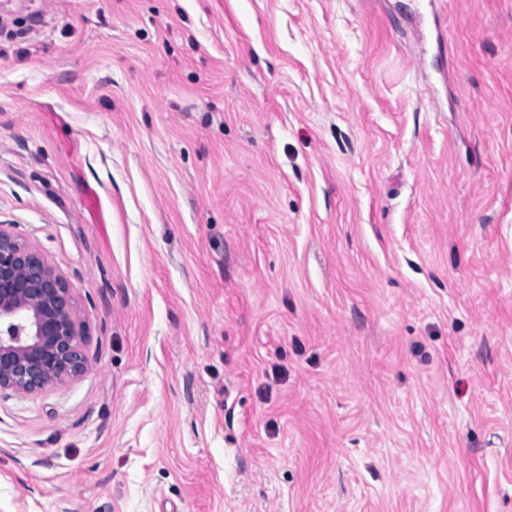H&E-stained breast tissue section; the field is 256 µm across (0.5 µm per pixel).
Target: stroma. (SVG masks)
I'll list each match as a JSON object with an SVG mask.
<instances>
[{"instance_id": "obj_1", "label": "stroma", "mask_w": 512, "mask_h": 512, "mask_svg": "<svg viewBox=\"0 0 512 512\" xmlns=\"http://www.w3.org/2000/svg\"><path fill=\"white\" fill-rule=\"evenodd\" d=\"M0 224V512H512V0H0ZM76 299L47 257L0 225V392L38 393L83 375Z\"/></svg>"}]
</instances>
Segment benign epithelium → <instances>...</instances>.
Here are the masks:
<instances>
[{
  "label": "benign epithelium",
  "mask_w": 512,
  "mask_h": 512,
  "mask_svg": "<svg viewBox=\"0 0 512 512\" xmlns=\"http://www.w3.org/2000/svg\"><path fill=\"white\" fill-rule=\"evenodd\" d=\"M76 299L47 257L0 225V392L38 393L83 375Z\"/></svg>",
  "instance_id": "obj_1"
}]
</instances>
